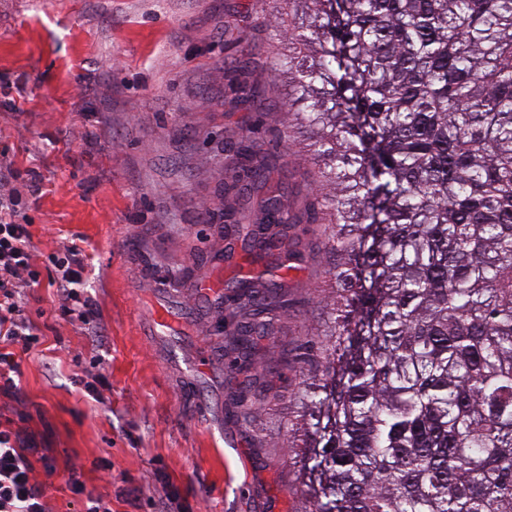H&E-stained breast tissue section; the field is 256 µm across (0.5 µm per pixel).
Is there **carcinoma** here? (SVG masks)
I'll return each mask as SVG.
<instances>
[{"label": "carcinoma", "mask_w": 512, "mask_h": 512, "mask_svg": "<svg viewBox=\"0 0 512 512\" xmlns=\"http://www.w3.org/2000/svg\"><path fill=\"white\" fill-rule=\"evenodd\" d=\"M271 68L282 134L317 189L295 212L250 137L221 232L255 267L232 278L233 346L273 341L293 232L322 227L332 302L287 433L306 512H512V0H278ZM236 91L262 98L255 80Z\"/></svg>", "instance_id": "obj_1"}]
</instances>
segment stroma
I'll return each instance as SVG.
<instances>
[{
  "instance_id": "stroma-1",
  "label": "stroma",
  "mask_w": 512,
  "mask_h": 512,
  "mask_svg": "<svg viewBox=\"0 0 512 512\" xmlns=\"http://www.w3.org/2000/svg\"><path fill=\"white\" fill-rule=\"evenodd\" d=\"M272 0H0V150L38 192L23 195L40 284L27 292L39 344L0 413L32 435L52 512L87 496L112 512H303V451L284 425L314 367L312 334L330 289L319 225L284 277L274 345L245 360L225 347L220 299L250 258L225 260L224 182L241 136L257 128L283 165L287 203L307 192L300 147L280 142L282 88L237 103L234 38L273 17ZM86 255L92 329L63 318L52 258ZM109 383L94 401L81 370ZM259 402L236 422L239 398ZM54 468H41L42 457ZM78 475L83 493H73Z\"/></svg>"
}]
</instances>
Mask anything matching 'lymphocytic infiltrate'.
<instances>
[{
  "label": "lymphocytic infiltrate",
  "instance_id": "lymphocytic-infiltrate-1",
  "mask_svg": "<svg viewBox=\"0 0 512 512\" xmlns=\"http://www.w3.org/2000/svg\"><path fill=\"white\" fill-rule=\"evenodd\" d=\"M26 183L11 164L0 165V391L15 392L21 356L39 340L25 308V289L38 285L29 225L16 215ZM59 310L70 321L93 325L97 309L84 293V255L75 245L54 258ZM37 448L12 418L0 420V512H49L45 486L31 457Z\"/></svg>",
  "mask_w": 512,
  "mask_h": 512
}]
</instances>
